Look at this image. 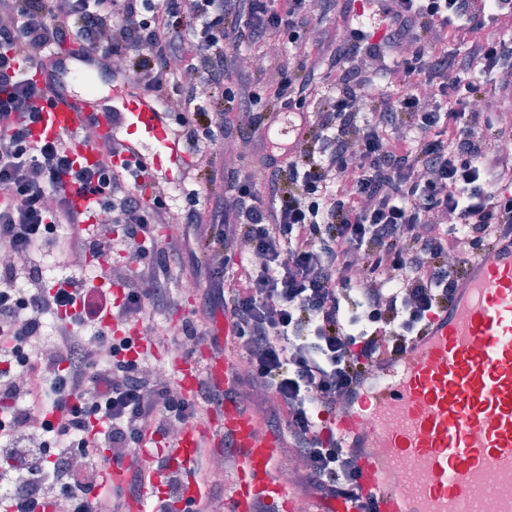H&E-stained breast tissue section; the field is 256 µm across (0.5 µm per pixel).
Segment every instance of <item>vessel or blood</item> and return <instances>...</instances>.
Returning <instances> with one entry per match:
<instances>
[{
    "mask_svg": "<svg viewBox=\"0 0 512 512\" xmlns=\"http://www.w3.org/2000/svg\"><path fill=\"white\" fill-rule=\"evenodd\" d=\"M87 57L47 55L37 79L45 92L35 138H71L78 162L98 154L81 138L95 125L101 139L123 145L128 162L149 161L168 180L184 174L181 136L165 122L152 94L117 84L111 100L84 88ZM153 147L145 156L144 147ZM174 382L184 396L201 384L223 387L220 419L188 421L167 453L166 469L149 473L160 487L167 471L191 470L205 443L231 448V512L274 506L294 512L276 471L279 434L262 429L234 390L240 359L175 358ZM330 426L348 438L360 469L361 502L376 512H478L484 495L496 512H512V234L475 258L458 279L448 305L404 349L377 360Z\"/></svg>",
    "mask_w": 512,
    "mask_h": 512,
    "instance_id": "vessel-or-blood-1",
    "label": "vessel or blood"
}]
</instances>
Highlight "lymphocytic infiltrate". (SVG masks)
<instances>
[{
    "label": "lymphocytic infiltrate",
    "mask_w": 512,
    "mask_h": 512,
    "mask_svg": "<svg viewBox=\"0 0 512 512\" xmlns=\"http://www.w3.org/2000/svg\"><path fill=\"white\" fill-rule=\"evenodd\" d=\"M0 0V246L16 264L0 269V512H119L111 463H138L146 430L176 439L197 414L194 400L158 377L146 360L128 359L101 320L143 318L154 302L156 272L144 263L158 248L160 199L134 198L145 169L112 167L116 145L91 166L77 165L69 140L36 141L43 88L26 68L59 52L67 39L104 60L111 80L163 97L182 76L209 86L208 105L184 98L175 121L206 184H214L213 147L235 94L214 58L278 30L292 37L314 28L311 0ZM382 12L384 24L352 27L350 16ZM512 19V0H345L346 34L332 61L341 87L321 99L319 120L302 110L308 83L289 72L250 130L282 119L301 124L281 155H262L275 177L257 189L229 175L233 221L200 240L210 270L231 253L245 255L228 308L243 341L242 371L259 402H276L302 469L331 497L358 500L357 464L336 436L321 437L330 412L343 407L381 349L401 347L452 297L471 256L512 230V152L492 145L488 109L512 85V38L487 39L490 25ZM459 41L481 76L462 82L437 50ZM190 55L165 64L168 48ZM403 79L411 90L378 96L377 80ZM351 179H344V172ZM91 191L121 226L87 228L67 184ZM133 247L138 286L121 304L94 275L71 265L74 254L111 256ZM69 266L48 278L45 259ZM58 352L45 354L46 338ZM103 343L94 359L88 340ZM63 423L46 420L45 404ZM78 438L80 447L64 442Z\"/></svg>",
    "instance_id": "lymphocytic-infiltrate-1"
}]
</instances>
